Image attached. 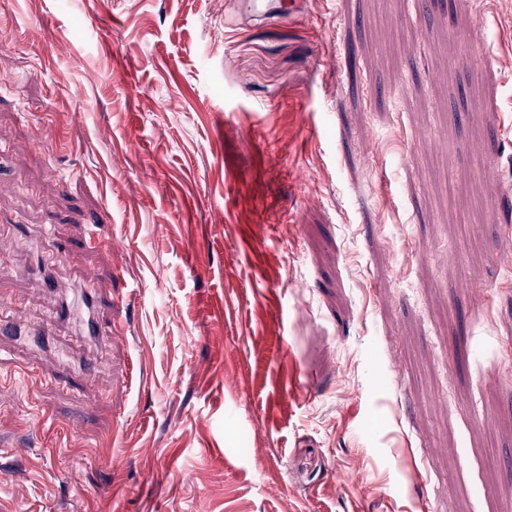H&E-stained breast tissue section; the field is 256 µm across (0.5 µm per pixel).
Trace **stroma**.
Returning a JSON list of instances; mask_svg holds the SVG:
<instances>
[{"mask_svg":"<svg viewBox=\"0 0 512 512\" xmlns=\"http://www.w3.org/2000/svg\"><path fill=\"white\" fill-rule=\"evenodd\" d=\"M0 141V512L512 504V0H0Z\"/></svg>","mask_w":512,"mask_h":512,"instance_id":"1","label":"stroma"}]
</instances>
